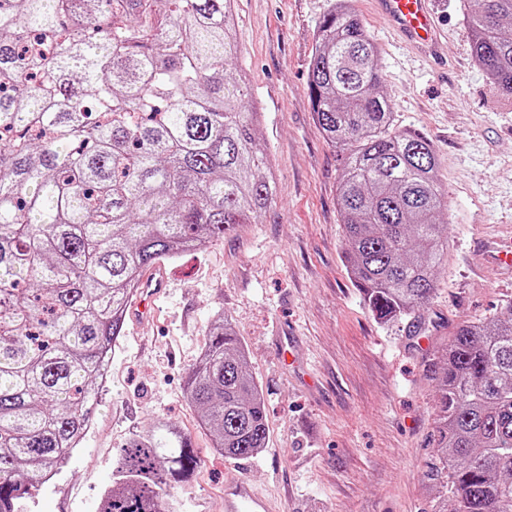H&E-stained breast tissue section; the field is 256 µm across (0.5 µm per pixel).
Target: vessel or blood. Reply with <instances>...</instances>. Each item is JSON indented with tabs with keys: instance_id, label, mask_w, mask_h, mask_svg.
<instances>
[{
	"instance_id": "obj_1",
	"label": "vessel or blood",
	"mask_w": 512,
	"mask_h": 512,
	"mask_svg": "<svg viewBox=\"0 0 512 512\" xmlns=\"http://www.w3.org/2000/svg\"><path fill=\"white\" fill-rule=\"evenodd\" d=\"M378 13L389 27L410 47L432 59L442 56V37L435 0H373ZM167 273L158 266L142 279L140 295L132 305V318L146 312V301L165 287ZM224 512H279L271 500L239 477L224 482Z\"/></svg>"
}]
</instances>
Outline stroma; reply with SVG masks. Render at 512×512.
<instances>
[{
    "label": "stroma",
    "instance_id": "obj_1",
    "mask_svg": "<svg viewBox=\"0 0 512 512\" xmlns=\"http://www.w3.org/2000/svg\"><path fill=\"white\" fill-rule=\"evenodd\" d=\"M335 0H234L235 74L260 112L258 136L276 186L258 223L197 253L165 260L156 309L126 319L94 420L61 472L21 512H97L112 457L132 433L175 424L198 453L168 512H222L236 475L282 512H426L436 382L428 370L463 321L492 317L512 298V275L478 271L486 238L512 234V106L472 60L463 0H441L447 63L391 37L370 0H354L382 52V89L398 124L432 144L448 192V266L416 320L383 323L345 261L337 206L344 172L308 92L317 27ZM249 352L266 405L267 446L248 460L214 451L185 382L216 312Z\"/></svg>",
    "mask_w": 512,
    "mask_h": 512
}]
</instances>
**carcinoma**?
Segmentation results:
<instances>
[{"label":"carcinoma","instance_id":"1","mask_svg":"<svg viewBox=\"0 0 512 512\" xmlns=\"http://www.w3.org/2000/svg\"><path fill=\"white\" fill-rule=\"evenodd\" d=\"M477 67L512 103V0H464ZM232 0H0V512L86 436L130 295L271 203ZM381 51L347 0L319 22L309 97L346 160L337 205L365 305L415 313L448 266L438 158L381 94ZM186 387L226 459L268 435L264 397L224 313ZM430 512H512V298L458 324L435 364ZM199 456L168 422L117 449L98 512H167Z\"/></svg>","mask_w":512,"mask_h":512}]
</instances>
